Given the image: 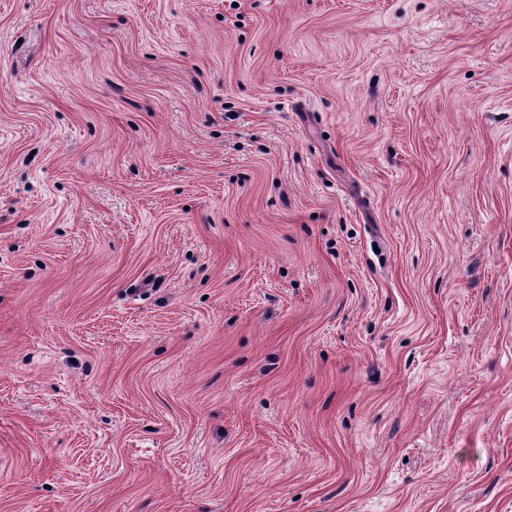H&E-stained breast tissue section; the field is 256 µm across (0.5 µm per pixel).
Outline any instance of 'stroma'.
I'll return each instance as SVG.
<instances>
[{"mask_svg":"<svg viewBox=\"0 0 512 512\" xmlns=\"http://www.w3.org/2000/svg\"><path fill=\"white\" fill-rule=\"evenodd\" d=\"M0 512H512V0H0Z\"/></svg>","mask_w":512,"mask_h":512,"instance_id":"stroma-1","label":"stroma"}]
</instances>
